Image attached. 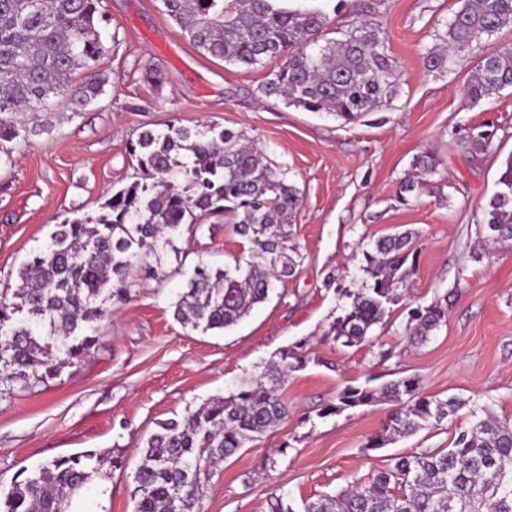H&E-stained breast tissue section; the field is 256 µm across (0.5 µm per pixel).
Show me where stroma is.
<instances>
[{
  "mask_svg": "<svg viewBox=\"0 0 512 512\" xmlns=\"http://www.w3.org/2000/svg\"><path fill=\"white\" fill-rule=\"evenodd\" d=\"M357 3L385 29L399 79L392 102L346 124L266 96V68L200 53L160 0H103L104 95L82 112L42 113L44 131L0 146V289L16 285L19 267L56 225L96 220L106 199L136 180L129 148L142 131L173 124L241 130L258 142L303 194L293 223L303 259L236 326L202 332L177 320L175 303L196 265H234L245 243L220 216L173 238L158 276L140 274L125 300L107 302L90 357L37 386L0 387L1 492L21 470L92 451L101 465L74 497L73 512H133L134 471L159 422L234 391L302 338L309 362L280 391L287 420L202 474L205 512H268L273 492L299 505L367 483L392 455L450 447L476 408L512 420V243L489 244L483 226V208L512 154V89L471 102L465 84L474 55L445 71L426 68L433 32L456 0ZM481 123L495 128L491 147L461 146L457 129ZM425 153L436 164L430 183L402 198V182ZM406 227L417 232L420 252L412 298L447 299L446 326L411 345L403 336L407 312L398 309L375 329L374 344L323 341L347 304L339 288L364 279L362 250ZM330 275L336 288L325 285ZM408 376L420 377L424 395L455 396L464 407L371 452L363 445L382 431L392 404L319 414L345 385ZM116 456L121 466H113Z\"/></svg>",
  "mask_w": 512,
  "mask_h": 512,
  "instance_id": "obj_1",
  "label": "stroma"
}]
</instances>
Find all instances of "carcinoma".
Listing matches in <instances>:
<instances>
[{"instance_id":"1","label":"carcinoma","mask_w":512,"mask_h":512,"mask_svg":"<svg viewBox=\"0 0 512 512\" xmlns=\"http://www.w3.org/2000/svg\"><path fill=\"white\" fill-rule=\"evenodd\" d=\"M163 11L199 51L250 67L278 65L263 93L308 112H326L356 122L392 101L396 62L388 37L366 19L328 39L327 14L291 0H161ZM459 7L434 33L442 44L427 50L431 70H444L458 56L483 49L512 30V0H458ZM102 0H0V115L44 112L57 98L81 112L104 90L98 71L103 52L98 23ZM80 73L76 84L72 77ZM512 87V47L480 56L465 86L478 102ZM42 131L0 120V142L26 141ZM494 132L485 124L464 128L461 141L487 150ZM130 154L144 181L112 194L90 224L74 219L56 225L44 249L18 270V284L0 290V386L15 381L36 386L67 364L90 356L91 335L105 316L107 300H123L127 282L144 262L185 232L196 233L210 215L230 213L233 231L249 244L248 259L232 268L202 264L194 269L175 315L194 330H224L264 302L275 284L295 274L301 261L291 224L301 191L276 173L267 156L241 130L207 138L184 127L141 132ZM484 207L487 240L512 241V155ZM416 233L396 232L362 251V287L329 323L323 340L359 347L377 340L397 308L408 309L404 331L419 344L446 324L443 301L411 306L408 287L419 255ZM64 359L56 355L57 343ZM308 340L280 351L224 397L207 400L180 420L161 424L141 451L132 490L134 512H201V473L254 445L268 428L288 418L279 390L288 372L307 364ZM395 409L381 433L363 450L411 437L456 412L460 401L420 393V380L405 377L373 388L347 385L327 417L378 402ZM456 432L452 447L393 458L366 484L351 483L334 495L303 504L302 512H512V426L477 416ZM91 451L59 457L21 472L0 496V512H67L94 472Z\"/></svg>"}]
</instances>
